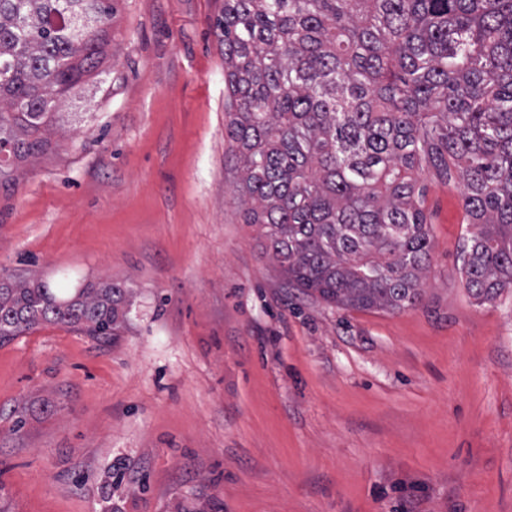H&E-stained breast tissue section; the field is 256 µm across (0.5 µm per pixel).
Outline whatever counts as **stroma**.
I'll list each match as a JSON object with an SVG mask.
<instances>
[{
	"mask_svg": "<svg viewBox=\"0 0 512 512\" xmlns=\"http://www.w3.org/2000/svg\"><path fill=\"white\" fill-rule=\"evenodd\" d=\"M115 7L54 150L0 191V277L124 283L128 323L0 346V512H512V288L469 295L458 190L422 176L414 307L289 287L236 198L224 0Z\"/></svg>",
	"mask_w": 512,
	"mask_h": 512,
	"instance_id": "1",
	"label": "stroma"
}]
</instances>
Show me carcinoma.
Instances as JSON below:
<instances>
[{
	"mask_svg": "<svg viewBox=\"0 0 512 512\" xmlns=\"http://www.w3.org/2000/svg\"><path fill=\"white\" fill-rule=\"evenodd\" d=\"M115 0H0V188L98 70ZM224 133L246 223L288 285L402 311L431 249L425 169L458 188L476 302L512 288V0H224ZM132 289L0 279V346L41 323L117 338Z\"/></svg>",
	"mask_w": 512,
	"mask_h": 512,
	"instance_id": "carcinoma-1",
	"label": "carcinoma"
}]
</instances>
